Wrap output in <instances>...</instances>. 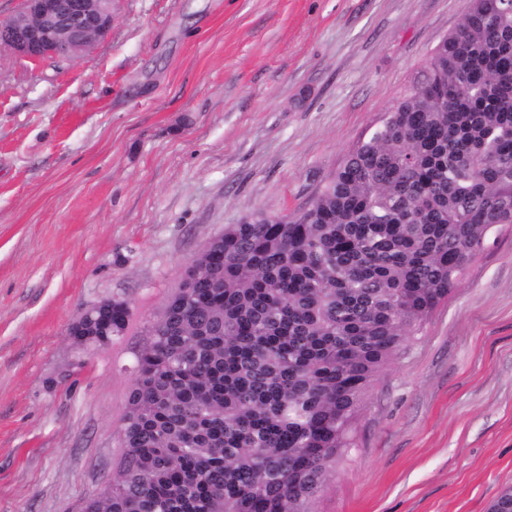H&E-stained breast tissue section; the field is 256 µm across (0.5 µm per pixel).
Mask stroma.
<instances>
[{"label": "stroma", "mask_w": 512, "mask_h": 512, "mask_svg": "<svg viewBox=\"0 0 512 512\" xmlns=\"http://www.w3.org/2000/svg\"><path fill=\"white\" fill-rule=\"evenodd\" d=\"M470 0H115L74 59L0 49V512L108 484L144 328L229 224L295 213ZM129 302L105 349L68 336ZM512 486V229L372 384L316 512H488Z\"/></svg>", "instance_id": "35a3bbf8"}]
</instances>
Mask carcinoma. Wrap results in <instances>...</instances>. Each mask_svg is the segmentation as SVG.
Segmentation results:
<instances>
[{
    "label": "carcinoma",
    "mask_w": 512,
    "mask_h": 512,
    "mask_svg": "<svg viewBox=\"0 0 512 512\" xmlns=\"http://www.w3.org/2000/svg\"><path fill=\"white\" fill-rule=\"evenodd\" d=\"M512 224V0H471L421 80L284 223L229 224L144 328L90 512H315L368 389ZM114 299L72 326L124 335Z\"/></svg>",
    "instance_id": "1"
}]
</instances>
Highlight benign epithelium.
Listing matches in <instances>:
<instances>
[{
	"instance_id": "obj_1",
	"label": "benign epithelium",
	"mask_w": 512,
	"mask_h": 512,
	"mask_svg": "<svg viewBox=\"0 0 512 512\" xmlns=\"http://www.w3.org/2000/svg\"><path fill=\"white\" fill-rule=\"evenodd\" d=\"M112 0H23L0 20V49L36 61L75 57L112 30Z\"/></svg>"
}]
</instances>
